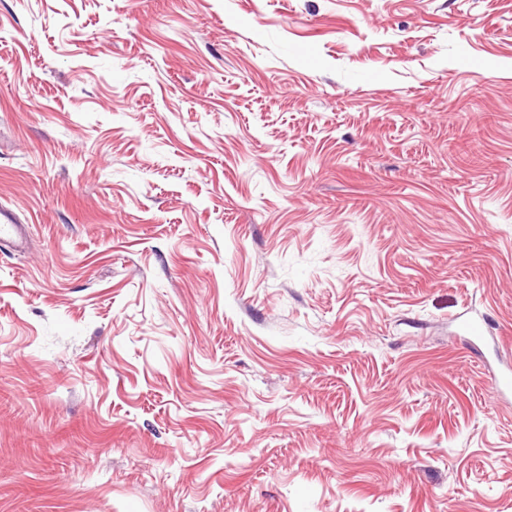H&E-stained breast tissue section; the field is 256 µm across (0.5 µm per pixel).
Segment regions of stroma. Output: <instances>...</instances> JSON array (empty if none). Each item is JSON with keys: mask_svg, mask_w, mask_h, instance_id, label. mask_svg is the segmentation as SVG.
<instances>
[{"mask_svg": "<svg viewBox=\"0 0 512 512\" xmlns=\"http://www.w3.org/2000/svg\"><path fill=\"white\" fill-rule=\"evenodd\" d=\"M0 512H512V0H0ZM27 229L13 209L0 207V245L8 242L18 250L24 248Z\"/></svg>", "mask_w": 512, "mask_h": 512, "instance_id": "stroma-1", "label": "stroma"}]
</instances>
